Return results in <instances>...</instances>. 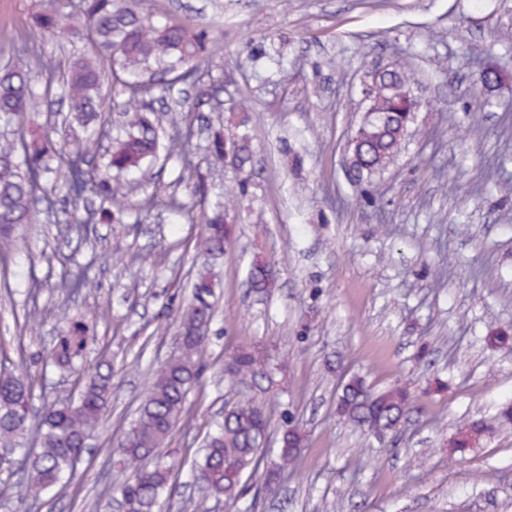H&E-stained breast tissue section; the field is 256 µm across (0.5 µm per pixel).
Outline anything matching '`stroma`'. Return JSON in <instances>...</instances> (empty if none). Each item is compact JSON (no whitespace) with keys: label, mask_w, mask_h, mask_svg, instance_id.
<instances>
[{"label":"stroma","mask_w":512,"mask_h":512,"mask_svg":"<svg viewBox=\"0 0 512 512\" xmlns=\"http://www.w3.org/2000/svg\"><path fill=\"white\" fill-rule=\"evenodd\" d=\"M159 21L208 28L203 71L218 97L185 95L181 124L195 141L223 132L249 142L244 166L200 163L179 182V159L148 169L150 211L90 225L79 238L58 199L41 201L0 267V349L24 361L34 403L77 398L74 376L45 364L61 330L84 319L88 359L111 361L112 397L70 483L31 512H106L107 463L151 368L172 356L177 313L191 296L200 224L182 211L223 203L234 228L220 267L218 313L200 388L157 456L174 468L171 502L193 496L196 450L224 404L264 402L270 436L284 415L305 435L302 460L276 493L243 512H512V0H145ZM31 0H0V59L30 34ZM402 66L428 104L402 151L373 176L351 171L347 142L362 89L378 67ZM498 82L481 87L483 68ZM166 240L169 247L158 251ZM274 283L254 292L248 269ZM89 266L94 288L71 297L61 272ZM38 318L27 321V312ZM256 347L273 366L252 386L224 376V357ZM382 389L409 386L414 410L395 444L365 445L336 415L340 375ZM486 435L449 463L448 444L471 419Z\"/></svg>","instance_id":"35a3bbf8"}]
</instances>
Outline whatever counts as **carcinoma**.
<instances>
[{
  "label": "carcinoma",
  "mask_w": 512,
  "mask_h": 512,
  "mask_svg": "<svg viewBox=\"0 0 512 512\" xmlns=\"http://www.w3.org/2000/svg\"><path fill=\"white\" fill-rule=\"evenodd\" d=\"M143 0H37L33 20L41 39L28 38L0 64V263L16 250L17 229L34 222L38 203L52 195L71 206L66 223L77 233L84 226L112 221V210L127 207L124 173H136L156 160L160 150L187 159L185 171L196 173L188 160L194 144L178 130L167 142L159 130L170 109L153 103L174 99L189 85L201 97L213 98L220 86L205 83L198 66L207 53L206 30L180 23H157L141 8ZM57 40L84 52L71 53L60 65L45 51L44 42ZM409 81L392 70L382 81L377 115L360 131L358 175L381 170L398 153L396 138L408 128L413 103L406 96ZM55 97L67 104L70 133L53 137L54 129L34 126L35 112ZM119 107L121 131L111 138L104 161L90 158L94 142L84 133L91 117ZM211 166L226 160L224 136L216 133L205 147ZM203 233L195 252L202 259L192 284L189 305L179 315L177 353L152 374L143 401L122 438L112 449L113 465L131 471L117 489L129 512H160L172 468L156 461L179 421L188 395L197 389L214 320L216 274L210 261L224 255L230 228L224 212L203 213ZM252 287L263 293L272 287L269 267L255 261L248 271ZM94 287L84 268L62 272L56 288L69 295ZM83 322L76 320L56 338L47 359L57 369L78 375L77 400L47 403L34 412L32 383L25 373L0 360V453L23 461L18 482L39 495L62 485L66 474L85 452L87 435L108 409L112 368L105 362L83 364ZM255 349L240 348L230 355L229 376L238 384H254L267 377ZM412 411L407 388L394 385L376 390L352 376L338 385L336 414L366 437L385 441ZM485 433V424L463 425L454 447L467 448ZM32 436L38 448H27ZM269 419L263 404L238 400L224 411V419L209 432L194 462L191 481L206 486L216 498L237 501L251 493L258 497L275 489L279 475L293 471L304 446L298 427L287 425L278 447L267 453Z\"/></svg>",
  "instance_id": "carcinoma-1"
}]
</instances>
